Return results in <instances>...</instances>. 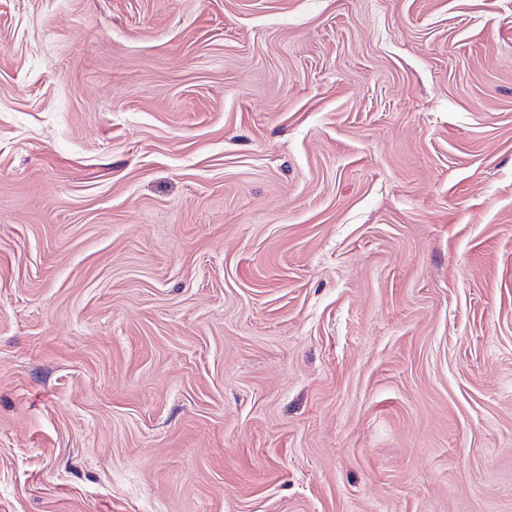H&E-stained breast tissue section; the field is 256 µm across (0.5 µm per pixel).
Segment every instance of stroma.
<instances>
[{
    "label": "stroma",
    "instance_id": "35a3bbf8",
    "mask_svg": "<svg viewBox=\"0 0 512 512\" xmlns=\"http://www.w3.org/2000/svg\"><path fill=\"white\" fill-rule=\"evenodd\" d=\"M0 512H512V0H0Z\"/></svg>",
    "mask_w": 512,
    "mask_h": 512
}]
</instances>
